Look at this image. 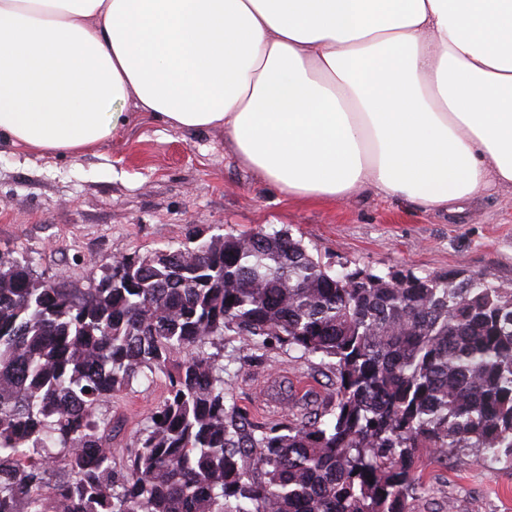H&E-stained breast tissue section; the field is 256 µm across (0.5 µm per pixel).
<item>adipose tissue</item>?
<instances>
[{
  "instance_id": "adipose-tissue-1",
  "label": "adipose tissue",
  "mask_w": 512,
  "mask_h": 512,
  "mask_svg": "<svg viewBox=\"0 0 512 512\" xmlns=\"http://www.w3.org/2000/svg\"><path fill=\"white\" fill-rule=\"evenodd\" d=\"M288 198L512 187V0H0V137L78 154L128 100Z\"/></svg>"
}]
</instances>
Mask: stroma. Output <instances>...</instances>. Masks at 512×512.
<instances>
[{
	"instance_id": "obj_1",
	"label": "stroma",
	"mask_w": 512,
	"mask_h": 512,
	"mask_svg": "<svg viewBox=\"0 0 512 512\" xmlns=\"http://www.w3.org/2000/svg\"><path fill=\"white\" fill-rule=\"evenodd\" d=\"M116 136L77 155L37 153L0 139V257L68 288L94 287L112 258L191 248L196 237L288 231L330 264L380 273L482 274L512 288V188H498L448 212L357 190L338 202L288 198L243 166L222 130L181 131L127 103ZM230 396L257 423L279 419L266 398L288 382L296 401L337 392L329 360L297 350L263 355L224 339ZM166 393L164 377L142 380L108 404L125 424L113 447H130ZM427 492L409 512H512V467L479 457L424 455Z\"/></svg>"
}]
</instances>
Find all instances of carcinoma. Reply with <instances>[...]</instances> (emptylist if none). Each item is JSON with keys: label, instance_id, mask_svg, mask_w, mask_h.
<instances>
[{"label": "carcinoma", "instance_id": "carcinoma-1", "mask_svg": "<svg viewBox=\"0 0 512 512\" xmlns=\"http://www.w3.org/2000/svg\"><path fill=\"white\" fill-rule=\"evenodd\" d=\"M232 331L332 361L288 422L226 404L203 347ZM167 396L116 455L103 408ZM161 420H156V417ZM425 454L512 466V290L482 274L340 273L283 232L112 259L81 292L0 259V512H408Z\"/></svg>", "mask_w": 512, "mask_h": 512}]
</instances>
